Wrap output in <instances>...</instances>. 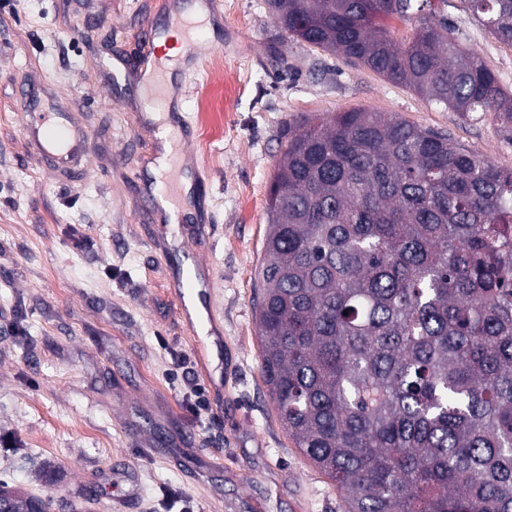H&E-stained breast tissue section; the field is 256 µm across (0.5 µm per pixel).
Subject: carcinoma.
<instances>
[{"label": "carcinoma", "mask_w": 512, "mask_h": 512, "mask_svg": "<svg viewBox=\"0 0 512 512\" xmlns=\"http://www.w3.org/2000/svg\"><path fill=\"white\" fill-rule=\"evenodd\" d=\"M464 2L512 44V0ZM266 4L284 40L512 135V90L447 21L408 43L382 23L432 0ZM267 216L261 371L345 512H512V169L351 109L289 134Z\"/></svg>", "instance_id": "carcinoma-1"}]
</instances>
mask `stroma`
Here are the masks:
<instances>
[{
	"label": "stroma",
	"instance_id": "1",
	"mask_svg": "<svg viewBox=\"0 0 512 512\" xmlns=\"http://www.w3.org/2000/svg\"><path fill=\"white\" fill-rule=\"evenodd\" d=\"M218 21L181 87L197 119L222 93L219 129L196 127L182 158L209 218L149 211L157 139L134 80L99 91L169 0H0V481L50 512H343L337 485L297 448L261 372L255 321L268 190L306 119L363 108L422 128L502 168L512 141L493 114L461 116L312 45L278 37L264 0H213ZM512 89V45L440 13ZM90 134L86 164L53 168L29 148L24 89ZM218 337L177 314L170 284L187 249Z\"/></svg>",
	"mask_w": 512,
	"mask_h": 512
}]
</instances>
